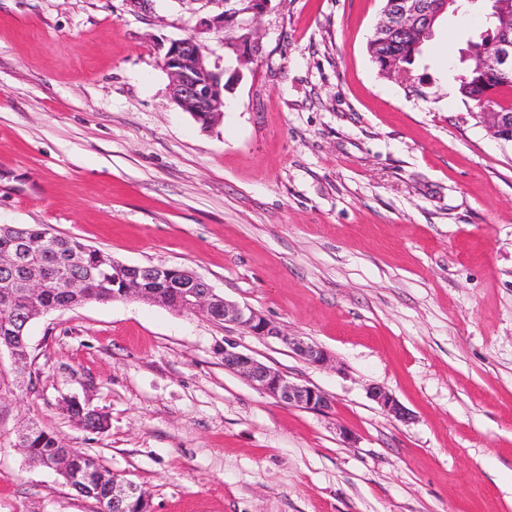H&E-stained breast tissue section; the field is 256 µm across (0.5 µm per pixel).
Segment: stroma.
I'll return each instance as SVG.
<instances>
[{
    "label": "stroma",
    "mask_w": 512,
    "mask_h": 512,
    "mask_svg": "<svg viewBox=\"0 0 512 512\" xmlns=\"http://www.w3.org/2000/svg\"><path fill=\"white\" fill-rule=\"evenodd\" d=\"M381 7L271 0L204 130L156 44L193 34L206 0H0V225L187 269L333 358L136 299L40 316L26 369L0 356V512L98 510L17 448L33 423L153 512H512V143L454 80L483 16L441 21L416 96L367 51ZM228 345L332 409L256 389ZM371 399L377 403L388 415L398 420H405L409 412L398 400L381 387H373L370 391Z\"/></svg>",
    "instance_id": "1"
}]
</instances>
